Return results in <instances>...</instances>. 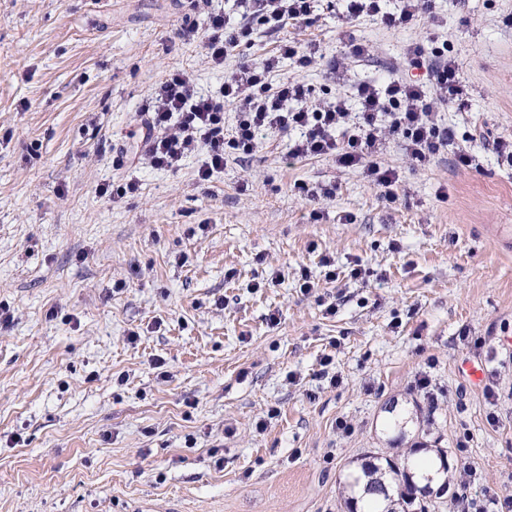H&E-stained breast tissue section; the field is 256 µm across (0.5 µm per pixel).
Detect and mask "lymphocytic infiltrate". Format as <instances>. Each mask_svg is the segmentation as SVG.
I'll return each mask as SVG.
<instances>
[{"label": "lymphocytic infiltrate", "instance_id": "f902f5d3", "mask_svg": "<svg viewBox=\"0 0 512 512\" xmlns=\"http://www.w3.org/2000/svg\"><path fill=\"white\" fill-rule=\"evenodd\" d=\"M312 2L238 0L244 17L273 25L308 20ZM426 9L424 0H401L394 12L383 10L381 0H349L347 5L350 17L366 13L379 17L389 28L409 24ZM247 33L244 27L227 30L223 13L207 12L203 35L212 62L223 65L225 57L234 52ZM288 57L297 58L305 68L312 64L314 53L283 44L262 67L240 65L215 97L200 94L183 72L169 74L143 107L151 164L174 170L184 157L201 149L205 158L197 176L207 181L223 172L227 156L253 154L263 132L296 130L300 136L289 146L292 156H332L340 166L363 168L374 183L388 188L398 183V172L370 160L383 137L401 138L406 152L423 165L447 143L449 131L439 125L434 104L456 102L464 96L453 62L435 67L434 87L430 90L399 79L389 80L381 87L366 81L359 83L358 120L351 124L344 98L310 108L306 105L310 89L302 81L285 79L277 86H269L268 74ZM229 106L235 110V125L228 134L224 131V110Z\"/></svg>", "mask_w": 512, "mask_h": 512}]
</instances>
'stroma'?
Wrapping results in <instances>:
<instances>
[{
	"instance_id": "35a3bbf8",
	"label": "stroma",
	"mask_w": 512,
	"mask_h": 512,
	"mask_svg": "<svg viewBox=\"0 0 512 512\" xmlns=\"http://www.w3.org/2000/svg\"><path fill=\"white\" fill-rule=\"evenodd\" d=\"M432 11L391 29L315 0L217 66L181 35L203 24L192 0H0V512H346L348 470L414 448L448 454L437 512L468 465L472 495L512 494V163L495 149L512 139V0ZM285 42L315 60L268 81L301 78L315 103L431 85L407 49L447 46L466 90L439 108L447 145L420 165L386 137L392 200L277 132L209 182L199 151L150 164L141 108L169 72L216 95Z\"/></svg>"
}]
</instances>
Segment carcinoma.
Here are the masks:
<instances>
[{
  "label": "carcinoma",
  "instance_id": "carcinoma-1",
  "mask_svg": "<svg viewBox=\"0 0 512 512\" xmlns=\"http://www.w3.org/2000/svg\"><path fill=\"white\" fill-rule=\"evenodd\" d=\"M347 512H428L426 494L407 465L368 461L345 476Z\"/></svg>",
  "mask_w": 512,
  "mask_h": 512
}]
</instances>
